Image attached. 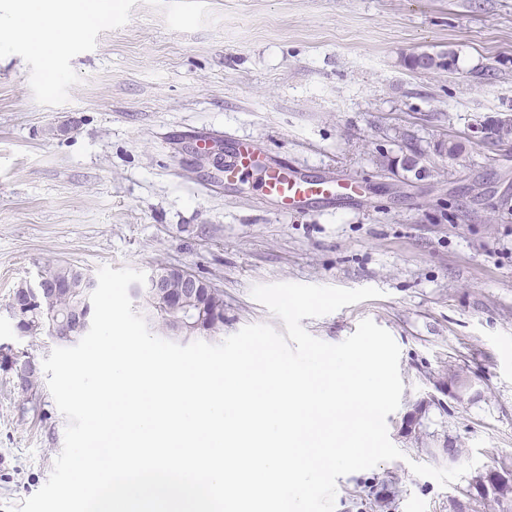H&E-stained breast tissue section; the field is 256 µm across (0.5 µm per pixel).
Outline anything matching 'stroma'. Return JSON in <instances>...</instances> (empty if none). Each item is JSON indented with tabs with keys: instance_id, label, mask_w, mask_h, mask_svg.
I'll list each match as a JSON object with an SVG mask.
<instances>
[{
	"instance_id": "obj_1",
	"label": "stroma",
	"mask_w": 512,
	"mask_h": 512,
	"mask_svg": "<svg viewBox=\"0 0 512 512\" xmlns=\"http://www.w3.org/2000/svg\"><path fill=\"white\" fill-rule=\"evenodd\" d=\"M0 41V344L39 362L56 348L5 309L50 262L183 268L223 289L228 336L283 330L254 286L374 287L302 321L337 344L369 319L400 348L386 424L404 457L338 478L335 512H512L474 486L512 467V143L469 139L476 117L512 114V0H112L54 83L21 35ZM421 52L455 71H409ZM233 138L366 195L287 214L255 185H217ZM448 139L464 151L439 152ZM454 365L477 397L448 393ZM66 425L47 384L31 398L0 371V508L43 487ZM452 441L472 464L460 479L411 471L449 467ZM418 56L426 59L429 71L452 72L455 66V58L445 52L429 53L423 52L418 55L410 56L406 62L407 66L412 70H417L419 65Z\"/></svg>"
}]
</instances>
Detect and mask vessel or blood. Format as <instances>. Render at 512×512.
<instances>
[{
  "mask_svg": "<svg viewBox=\"0 0 512 512\" xmlns=\"http://www.w3.org/2000/svg\"><path fill=\"white\" fill-rule=\"evenodd\" d=\"M223 180L229 184L257 181L265 197L295 213L302 212L315 200L351 199L361 192L355 179L312 177L286 166L263 163L254 145L236 139L224 158Z\"/></svg>",
  "mask_w": 512,
  "mask_h": 512,
  "instance_id": "1",
  "label": "vessel or blood"
}]
</instances>
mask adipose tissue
I'll list each match as a JSON object with an SVG mask.
<instances>
[{"label": "adipose tissue", "instance_id": "ef3b65f1", "mask_svg": "<svg viewBox=\"0 0 512 512\" xmlns=\"http://www.w3.org/2000/svg\"><path fill=\"white\" fill-rule=\"evenodd\" d=\"M104 15L105 7L98 0L84 5L74 0H11L9 6L11 27L24 35L48 73L54 70L58 51L76 41L87 23Z\"/></svg>", "mask_w": 512, "mask_h": 512}]
</instances>
